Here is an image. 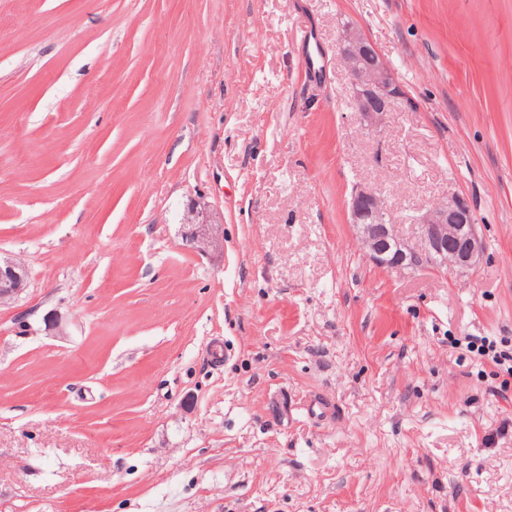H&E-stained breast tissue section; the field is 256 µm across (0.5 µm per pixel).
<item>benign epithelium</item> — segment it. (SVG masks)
<instances>
[{
	"label": "benign epithelium",
	"instance_id": "benign-epithelium-1",
	"mask_svg": "<svg viewBox=\"0 0 512 512\" xmlns=\"http://www.w3.org/2000/svg\"><path fill=\"white\" fill-rule=\"evenodd\" d=\"M337 50L349 78L351 96L366 134L381 136L386 117L404 98L403 88L389 62L357 28H346ZM351 224L366 256L377 266L397 270L427 267L441 271L450 266L460 271L475 268L484 254L473 212L462 196H446L416 212L412 223L414 240L397 232L398 219L388 197L378 188L355 187L347 202ZM191 228L186 240L199 251L218 245L221 225L207 219L206 207L194 203L189 209ZM26 265L0 255V304L14 300L26 288Z\"/></svg>",
	"mask_w": 512,
	"mask_h": 512
}]
</instances>
